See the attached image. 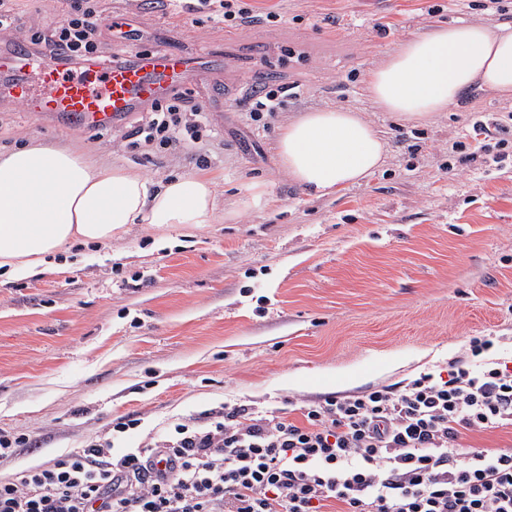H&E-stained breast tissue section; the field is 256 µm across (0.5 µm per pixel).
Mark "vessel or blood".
<instances>
[{
	"label": "vessel or blood",
	"instance_id": "b4317fda",
	"mask_svg": "<svg viewBox=\"0 0 512 512\" xmlns=\"http://www.w3.org/2000/svg\"><path fill=\"white\" fill-rule=\"evenodd\" d=\"M218 67L214 60L151 50L138 53L133 63L90 65L75 76L18 46L0 51V96L81 127L118 125L190 79L209 81Z\"/></svg>",
	"mask_w": 512,
	"mask_h": 512
}]
</instances>
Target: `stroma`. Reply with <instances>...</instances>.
<instances>
[{
	"label": "stroma",
	"instance_id": "stroma-1",
	"mask_svg": "<svg viewBox=\"0 0 512 512\" xmlns=\"http://www.w3.org/2000/svg\"><path fill=\"white\" fill-rule=\"evenodd\" d=\"M76 0H17L0 50L32 46ZM164 13L149 0H98L128 16L137 41L103 31L106 54L173 49L221 56L229 95L197 147L130 148L139 117L80 130L0 98V154L36 136L162 183L218 176L219 216L166 234L130 225L123 239L72 250L66 265L0 277V433L26 435L0 477L43 465L100 437L142 448L174 424L232 399L298 409L423 373L444 375L489 336L512 359V99L471 89L426 123L379 111L367 72L403 40L438 24H498L512 0H253L276 26L224 29L209 12ZM294 85L255 122L245 98L271 80ZM347 107L381 129L385 166L366 182L312 198L276 163L275 142L302 112ZM502 125L490 137L475 123ZM267 180L271 203L240 210L241 189ZM138 425L112 433L113 421Z\"/></svg>",
	"mask_w": 512,
	"mask_h": 512
}]
</instances>
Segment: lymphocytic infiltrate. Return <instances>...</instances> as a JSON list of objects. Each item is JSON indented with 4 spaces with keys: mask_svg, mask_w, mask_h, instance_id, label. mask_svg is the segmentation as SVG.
<instances>
[{
    "mask_svg": "<svg viewBox=\"0 0 512 512\" xmlns=\"http://www.w3.org/2000/svg\"><path fill=\"white\" fill-rule=\"evenodd\" d=\"M214 23H278L249 0H219ZM96 5H77L48 40L58 59L109 64ZM180 94L151 104L132 147L186 148L210 130ZM478 365L451 364L404 386L301 407L225 402L122 454L110 439L0 478V512H512V448L463 453V431L512 426V364L468 341Z\"/></svg>",
    "mask_w": 512,
    "mask_h": 512,
    "instance_id": "obj_1",
    "label": "lymphocytic infiltrate"
}]
</instances>
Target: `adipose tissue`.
<instances>
[{
  "instance_id": "adipose-tissue-1",
  "label": "adipose tissue",
  "mask_w": 512,
  "mask_h": 512,
  "mask_svg": "<svg viewBox=\"0 0 512 512\" xmlns=\"http://www.w3.org/2000/svg\"><path fill=\"white\" fill-rule=\"evenodd\" d=\"M477 86L512 96V23L440 25L401 42L366 75L373 103L427 121ZM388 144L362 112L327 107L282 127L276 158L290 182L322 197L382 168ZM215 181L205 174L156 186L124 167L93 165L39 140L0 154V272L24 278L72 246L123 238L129 225L161 231L214 223Z\"/></svg>"
}]
</instances>
